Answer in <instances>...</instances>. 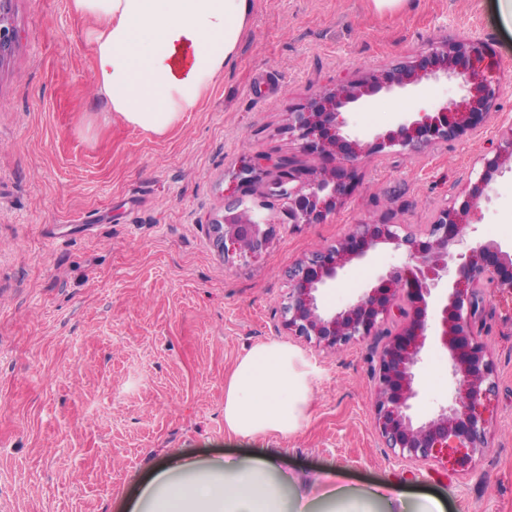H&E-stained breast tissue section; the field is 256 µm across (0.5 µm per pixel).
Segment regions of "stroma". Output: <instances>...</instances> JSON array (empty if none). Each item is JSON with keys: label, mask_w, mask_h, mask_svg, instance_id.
Wrapping results in <instances>:
<instances>
[{"label": "stroma", "mask_w": 512, "mask_h": 512, "mask_svg": "<svg viewBox=\"0 0 512 512\" xmlns=\"http://www.w3.org/2000/svg\"><path fill=\"white\" fill-rule=\"evenodd\" d=\"M17 43L0 62V512H118L168 457L244 458L271 448L305 482L331 470L364 488L395 480L443 498L447 512H512V300L493 299L482 332L495 365L489 445L455 473L399 461L373 423L374 342L330 350L290 336L282 306L291 263L351 225L422 231L476 181L512 123V20L499 0H253L234 63L164 138L97 116L86 22L70 0H12ZM478 35L500 63L489 124L357 169L330 222L278 226L257 258L224 259L208 226L241 159L311 164L288 114L314 92L375 65L397 66L444 38ZM416 109L406 89L351 106L362 142ZM477 234L512 242V175L495 178ZM401 251L379 245L322 296L344 309ZM278 340L316 365L314 402L294 434L224 428V382L256 344ZM431 349L414 403L427 419L451 388Z\"/></svg>", "instance_id": "stroma-1"}]
</instances>
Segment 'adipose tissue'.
I'll use <instances>...</instances> for the list:
<instances>
[{"instance_id": "ef3b65f1", "label": "adipose tissue", "mask_w": 512, "mask_h": 512, "mask_svg": "<svg viewBox=\"0 0 512 512\" xmlns=\"http://www.w3.org/2000/svg\"><path fill=\"white\" fill-rule=\"evenodd\" d=\"M87 19L103 113L129 126L168 134L195 111L231 66L253 0H71ZM318 371L294 346H254L224 383V427L242 437L287 435L307 420ZM299 481L269 448L237 461L173 457L154 473L133 512H288ZM404 501L399 482L359 490L330 481L322 498Z\"/></svg>"}]
</instances>
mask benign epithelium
Here are the masks:
<instances>
[{
	"label": "benign epithelium",
	"mask_w": 512,
	"mask_h": 512,
	"mask_svg": "<svg viewBox=\"0 0 512 512\" xmlns=\"http://www.w3.org/2000/svg\"><path fill=\"white\" fill-rule=\"evenodd\" d=\"M12 0H0V60L16 43ZM499 63L475 36L437 42L404 66H376L357 80L319 91L290 113L288 132L314 166H298L284 156L268 161L274 177L262 194L279 202L264 213L247 201L256 163L240 168L235 194L224 203V215L210 225L223 257H256L265 251L282 224H323L351 191L356 165L398 147L412 152L455 140L488 123L502 86ZM454 79L461 95L441 105L431 102L424 85ZM413 87L415 112H402L395 127L365 144L348 134L347 107L382 90ZM512 172V125L500 131L494 154L483 158L479 178L445 203L423 232L392 222L354 224L343 239L290 272L283 307L288 335L319 347L340 349L384 337L373 367L374 426L394 456L412 464H450L469 470L488 447L487 414L496 388V372L486 344L473 326L489 301L512 297V246L473 236V219L490 200L493 175ZM380 244H391L405 262L378 274L372 287L344 309L329 312L318 296L336 287L339 272L366 259ZM434 344L448 355V377L454 391L424 421L410 414L420 392L424 351Z\"/></svg>",
	"instance_id": "7a95c632"
}]
</instances>
